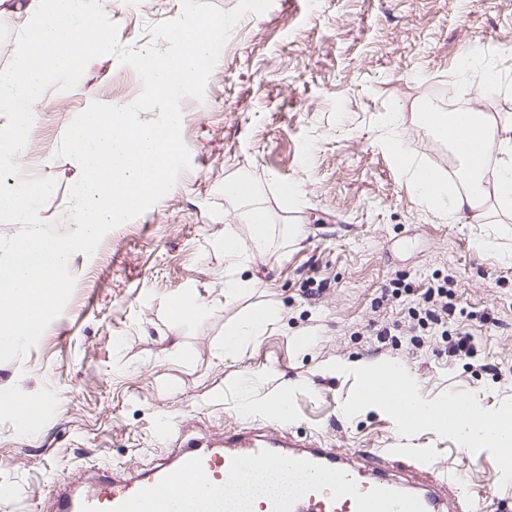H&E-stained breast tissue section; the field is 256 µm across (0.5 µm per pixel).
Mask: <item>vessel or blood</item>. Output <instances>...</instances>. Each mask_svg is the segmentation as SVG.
I'll return each mask as SVG.
<instances>
[{"label":"vessel or blood","mask_w":512,"mask_h":512,"mask_svg":"<svg viewBox=\"0 0 512 512\" xmlns=\"http://www.w3.org/2000/svg\"><path fill=\"white\" fill-rule=\"evenodd\" d=\"M0 405L20 407L22 423L30 430L39 425L46 413L45 405L31 399L20 405L9 395L0 397ZM263 449L343 470L363 493L382 487L415 495L425 512H469L471 508L470 500L457 495L455 478L437 467L426 468L416 461H408L407 469L415 479L414 484L409 485L394 478L385 469L380 457L369 451L348 453L318 441L300 444L293 438L279 434L249 439L239 432L229 431L224 435L223 447L204 448L189 444L177 449L169 461L150 473L126 478L116 471L102 473L98 475L93 489L85 492H76L67 479H59L51 491V510L80 512L81 505L86 504L96 508L97 512H111L112 508L139 490L155 486L163 477L193 458L201 460L204 473L212 483L220 484L227 478L232 457L252 455ZM292 512H356V503L349 496L334 500L329 491H313L296 501Z\"/></svg>","instance_id":"obj_1"}]
</instances>
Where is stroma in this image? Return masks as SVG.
Returning <instances> with one entry per match:
<instances>
[{
	"instance_id": "stroma-1",
	"label": "stroma",
	"mask_w": 512,
	"mask_h": 512,
	"mask_svg": "<svg viewBox=\"0 0 512 512\" xmlns=\"http://www.w3.org/2000/svg\"><path fill=\"white\" fill-rule=\"evenodd\" d=\"M182 12L181 0H112L121 46L145 49L150 25ZM498 83L476 94L481 74ZM456 85L470 110L512 118V0H272L232 30L204 100L181 102L191 166L164 197L108 232L92 255L73 254L76 279L63 313L19 360L0 363V394L22 386L51 413L38 430L0 409V512H42L55 481L90 484L98 468L148 471L180 442L221 446L228 430L264 427L275 394L293 413L287 430L394 462L408 453L445 463L469 496L512 498L499 453L461 447L435 429L401 427L381 410L356 409L367 370L409 369L422 393L512 405V212L495 200L480 224L428 209L391 151L411 155L458 188L448 148L423 117L430 94ZM142 82L116 56L46 72L26 127L23 171L55 182L41 220L70 231L76 161L57 150L91 103L136 100ZM249 181L273 230L269 250L228 267L226 230L247 238L246 205L224 192ZM300 186L299 202L282 197ZM228 278L253 280L224 296ZM450 280L472 358L446 338L412 330L426 289ZM396 286L398 296L386 295ZM193 296L200 315L174 312ZM275 305L264 336L233 354L224 333L252 308ZM390 328L386 340L377 330ZM176 429L168 442L157 432Z\"/></svg>"
}]
</instances>
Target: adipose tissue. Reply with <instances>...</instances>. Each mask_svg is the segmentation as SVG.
Here are the masks:
<instances>
[{"label": "adipose tissue", "instance_id": "adipose-tissue-1", "mask_svg": "<svg viewBox=\"0 0 512 512\" xmlns=\"http://www.w3.org/2000/svg\"><path fill=\"white\" fill-rule=\"evenodd\" d=\"M19 9L29 20L28 34L12 66L0 71V112L16 113L18 123L14 129L0 132V163L17 161L28 153L24 127L31 118V105L39 95L45 71H66L76 59L107 54L114 41L111 30L101 27L97 15L85 10L82 0H21ZM464 122L470 124L477 136L497 148L499 169L495 190L486 187L483 163L475 161L456 142H449L448 147L456 158L463 189L453 194L449 193L448 183L439 171L414 163L402 144H395L394 151L411 188L430 210L448 213L454 221L469 224L481 219L490 192L494 193L501 210L512 211V123L497 126L487 114L480 112H437L425 125L441 138L448 129ZM247 219V239H240L232 231L224 234L226 264H242L244 257L263 255L268 248L271 226L265 209L251 208ZM276 317L277 310L271 305L252 310L226 331L225 352H237L243 345L257 341ZM385 389L399 394L398 401L385 406L399 423L421 421L436 430L449 432L468 448L512 449V432L498 425L507 413L506 408L453 396L442 401L427 399L419 392L409 371L395 363L384 364L370 379L361 405H376V392ZM459 407L470 412V419L448 425L447 412Z\"/></svg>", "mask_w": 512, "mask_h": 512}]
</instances>
